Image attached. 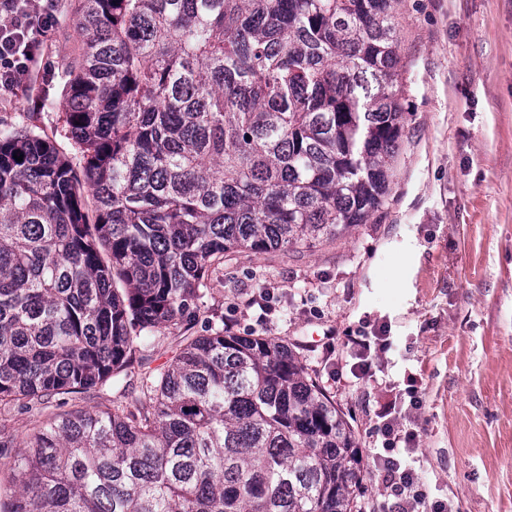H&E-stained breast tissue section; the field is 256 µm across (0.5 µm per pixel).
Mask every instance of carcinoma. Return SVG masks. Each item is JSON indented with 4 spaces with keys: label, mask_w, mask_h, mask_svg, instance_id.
Instances as JSON below:
<instances>
[{
    "label": "carcinoma",
    "mask_w": 512,
    "mask_h": 512,
    "mask_svg": "<svg viewBox=\"0 0 512 512\" xmlns=\"http://www.w3.org/2000/svg\"><path fill=\"white\" fill-rule=\"evenodd\" d=\"M396 2L81 0L82 175L0 128V404L118 381L134 335L190 325L229 254L333 242L382 208ZM27 448L4 512H365L354 432L299 345L226 326Z\"/></svg>",
    "instance_id": "obj_1"
}]
</instances>
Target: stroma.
I'll list each match as a JSON object with an SVG mask.
<instances>
[{"label":"stroma","mask_w":512,"mask_h":512,"mask_svg":"<svg viewBox=\"0 0 512 512\" xmlns=\"http://www.w3.org/2000/svg\"><path fill=\"white\" fill-rule=\"evenodd\" d=\"M79 0H57L38 64L0 100V127L32 128L79 164L66 123L67 64L83 41ZM404 135L388 199L367 223L310 249L243 252L212 274L191 329L214 317L234 332L301 345L359 441L365 500L384 492L374 446L397 405L415 436L429 502L453 512H512V0H399ZM273 289L270 312L255 298ZM385 329L388 383L353 377L345 345ZM183 328L136 340L124 383L166 368ZM116 391L54 396L47 408L0 405V485L49 416L110 407Z\"/></svg>","instance_id":"1"}]
</instances>
